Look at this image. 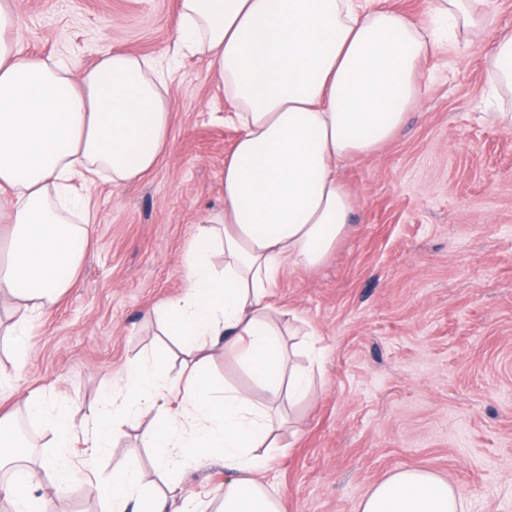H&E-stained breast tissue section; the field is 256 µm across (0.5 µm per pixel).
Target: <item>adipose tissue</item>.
Returning <instances> with one entry per match:
<instances>
[{
    "label": "adipose tissue",
    "mask_w": 512,
    "mask_h": 512,
    "mask_svg": "<svg viewBox=\"0 0 512 512\" xmlns=\"http://www.w3.org/2000/svg\"><path fill=\"white\" fill-rule=\"evenodd\" d=\"M414 21L380 0H179L175 42L201 55L224 88L228 118L240 129L224 159V212L194 236L182 267L186 289L152 309L184 368L176 376L157 355L126 365L101 406L92 451L115 447L126 427L154 453V471L216 457L228 476L212 498L169 495L135 467L109 477L81 474L57 457L35 465L20 446L0 447L10 476L0 493L11 512H53L44 478L82 481L101 512H281L261 478L274 447L272 406L313 393L297 356L305 330L283 325L273 289L287 267L320 266L351 229L353 202L341 169L395 139L420 93V65L439 46L438 23L468 33L488 18L480 0H430ZM17 0H0V304L9 317L0 338L13 365L27 363L32 321L49 314L88 257L92 184L141 179L170 144L165 73L151 57L123 49L83 71L60 57L23 53L10 38ZM234 358L263 401L216 385L215 351ZM174 394L166 402L165 394ZM56 447L75 430L63 407L25 401ZM355 512H467L455 488L428 471L405 468L376 485Z\"/></svg>",
    "instance_id": "ef3b65f1"
}]
</instances>
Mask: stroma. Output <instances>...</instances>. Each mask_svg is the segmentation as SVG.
Listing matches in <instances>:
<instances>
[{
  "label": "stroma",
  "instance_id": "obj_1",
  "mask_svg": "<svg viewBox=\"0 0 512 512\" xmlns=\"http://www.w3.org/2000/svg\"><path fill=\"white\" fill-rule=\"evenodd\" d=\"M492 23L421 64L419 100L401 134L348 163L350 233L318 269H289L281 311L316 334L315 394L282 413L300 420L268 449L266 482L284 512H354L404 467L448 479L468 512H512V110L487 59L512 29V0H487ZM177 0H21L13 32L27 54L82 71L106 51L175 53ZM167 82L171 147L140 180L100 178L75 288L35 319L14 370L0 347V412L23 420L32 393L91 424L127 361L179 351L144 312L184 292L182 261L203 215L224 209V158L238 127L203 57L176 53ZM182 490L224 486L213 459L184 470ZM55 512H98L83 485L46 481Z\"/></svg>",
  "mask_w": 512,
  "mask_h": 512
}]
</instances>
